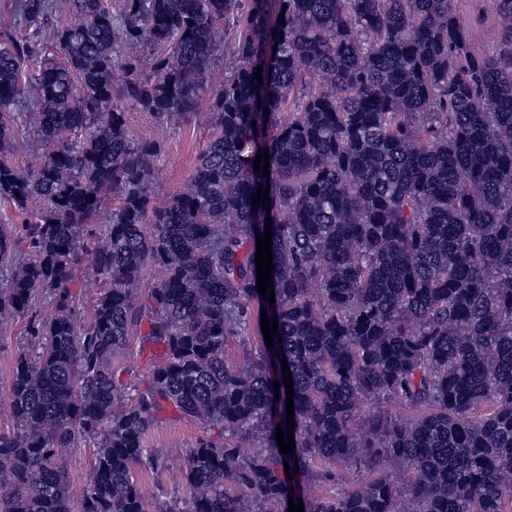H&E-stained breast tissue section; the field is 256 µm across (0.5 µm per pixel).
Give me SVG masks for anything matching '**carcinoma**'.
Masks as SVG:
<instances>
[{
    "label": "carcinoma",
    "instance_id": "obj_1",
    "mask_svg": "<svg viewBox=\"0 0 512 512\" xmlns=\"http://www.w3.org/2000/svg\"><path fill=\"white\" fill-rule=\"evenodd\" d=\"M452 0H14L0 30V324L25 321L0 431V512H151L136 479L170 406L201 423L161 512H505L512 503V0L477 56ZM237 64L210 85L221 41ZM262 68V82L255 72ZM212 134L188 188L157 206L161 145L126 107ZM37 106L38 166L11 153ZM268 114H263V111ZM268 151L269 176L254 170ZM270 188V204L252 203ZM106 237L90 245L106 200ZM272 219L275 303L257 290ZM102 289L84 320L85 257ZM158 278L142 292L145 275ZM51 313L36 309L39 296ZM258 332L235 366L227 344ZM162 350L145 387L119 362ZM294 390V451L281 360ZM279 393H274V381ZM96 444L80 507L62 453ZM257 440L260 450L242 445ZM289 468H284V463ZM329 486L309 499L285 471ZM361 478L349 488L342 468ZM136 335L133 337L128 355L122 361V371L124 372L122 379L132 386H139L140 379L146 376V371L151 363L148 354L155 353L153 347H147L141 351V342Z\"/></svg>",
    "mask_w": 512,
    "mask_h": 512
}]
</instances>
